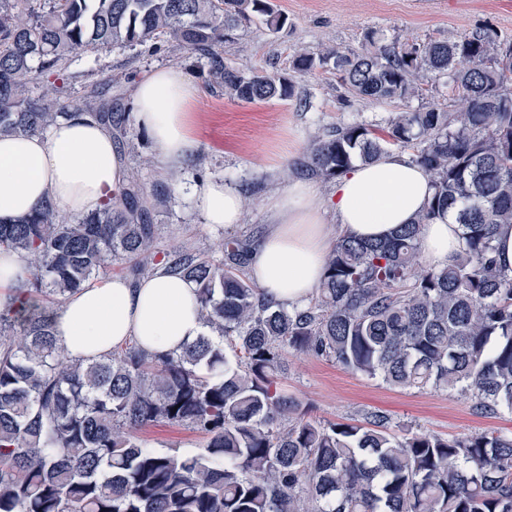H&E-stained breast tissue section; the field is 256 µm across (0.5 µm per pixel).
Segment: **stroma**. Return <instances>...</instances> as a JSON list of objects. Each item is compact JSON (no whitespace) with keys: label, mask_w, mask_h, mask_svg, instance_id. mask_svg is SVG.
<instances>
[{"label":"stroma","mask_w":512,"mask_h":512,"mask_svg":"<svg viewBox=\"0 0 512 512\" xmlns=\"http://www.w3.org/2000/svg\"><path fill=\"white\" fill-rule=\"evenodd\" d=\"M273 2L288 16L286 29L273 35L263 24H252L222 51L225 62L234 68L274 72L291 80L295 95L286 100L250 104L225 98L223 88L213 85L204 61L162 42L151 41L134 50L109 46L78 51L62 66V101L79 102L92 86L105 85L118 112H133L136 80L159 67L181 69L198 88L193 105L197 150L177 168L175 177L162 175L156 146L138 124H130L127 136L118 141L129 171L139 175V202L157 226L158 253L183 246L219 261L221 240L233 236L258 240L266 227L267 199L297 177L296 164L316 137L356 118L370 121L396 111V103L352 96L329 71L295 72L291 66L295 51L316 53L327 46L357 51L371 33L384 42H451L489 28L500 38L512 39V0ZM212 179L243 190L248 204L242 223L224 227L203 222L191 189ZM278 386L300 401L308 417L321 421L348 422L383 411L393 422L449 438L512 432V415H476L458 394L431 388L393 389L295 351L284 354ZM137 437L146 447L181 454L196 452L208 441L199 431L165 422L142 427Z\"/></svg>","instance_id":"1"}]
</instances>
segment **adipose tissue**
Instances as JSON below:
<instances>
[{
	"label": "adipose tissue",
	"instance_id": "obj_1",
	"mask_svg": "<svg viewBox=\"0 0 512 512\" xmlns=\"http://www.w3.org/2000/svg\"><path fill=\"white\" fill-rule=\"evenodd\" d=\"M196 87L176 67L159 68L136 83V120L153 138L163 162L179 166L196 148L192 104ZM128 169L111 132L81 116L56 122L46 133L0 135V223L14 224L44 201L64 214L86 215L105 200L120 202ZM433 193L431 178L407 156L393 152L357 162L339 177L329 197L307 179L278 190L266 206L268 230L256 246L249 273L266 298L303 306L319 287L335 237L379 240L412 223ZM205 223H241L244 201L220 180L195 190ZM333 214L335 224L325 222ZM461 246V227L444 215L424 225L421 250L447 265ZM31 269L26 256L0 251V309L16 299ZM194 281L157 264L147 277H108L80 289L53 315L57 344L72 360L94 359L134 340L152 354L170 353L203 333Z\"/></svg>",
	"mask_w": 512,
	"mask_h": 512
}]
</instances>
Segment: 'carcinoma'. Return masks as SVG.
Segmentation results:
<instances>
[{
	"instance_id": "cac0c4a2",
	"label": "carcinoma",
	"mask_w": 512,
	"mask_h": 512,
	"mask_svg": "<svg viewBox=\"0 0 512 512\" xmlns=\"http://www.w3.org/2000/svg\"><path fill=\"white\" fill-rule=\"evenodd\" d=\"M257 19L275 34L288 24L271 0H0V135L86 114L126 136L128 118L97 91L59 99L63 62L109 45L161 39L205 59L230 99L290 98V80L224 63L220 47ZM292 68L331 70L355 96L401 105L314 140L307 173L330 181L356 160L410 150L431 176L428 205L384 240L339 239L300 308L244 277L246 239L223 241L220 262L175 248L163 261L197 284L210 333L178 353L134 344L84 361L62 355L52 314L114 260L153 270L157 225L137 176L120 203L76 221L47 202L0 224V249L27 253L32 269L0 311V512H512V433L448 438L382 412L322 423L276 382L288 348L395 388L456 392L481 415L512 414V276L493 245L512 224V41L488 31L452 42L371 37L359 52L300 49ZM47 73L55 79L32 95ZM441 84L448 105H410ZM445 212L463 244L436 267L422 259L421 226ZM154 422L202 431L207 445L147 448L135 432Z\"/></svg>"
}]
</instances>
